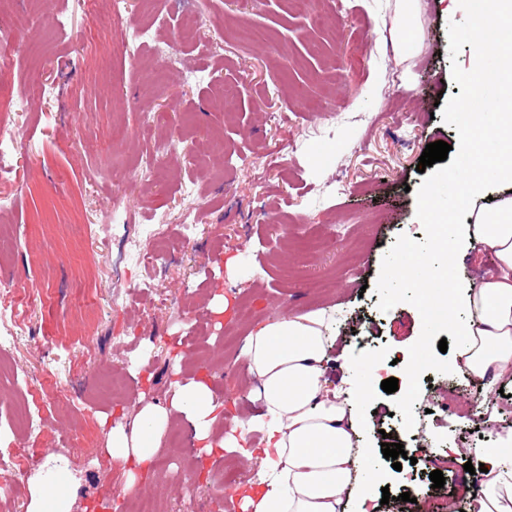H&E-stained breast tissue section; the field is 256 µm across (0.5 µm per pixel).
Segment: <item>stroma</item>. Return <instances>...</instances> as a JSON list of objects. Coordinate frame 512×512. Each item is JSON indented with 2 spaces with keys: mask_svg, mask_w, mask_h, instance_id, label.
<instances>
[{
  "mask_svg": "<svg viewBox=\"0 0 512 512\" xmlns=\"http://www.w3.org/2000/svg\"><path fill=\"white\" fill-rule=\"evenodd\" d=\"M416 2L415 43L400 55L387 38L403 26L398 0H314L309 14L291 0H123V28L154 25L153 43L131 56L122 37L91 29L104 0H0V53L16 62L0 84L38 75L48 87L28 111L0 116V137L18 143L0 157V181L16 194L0 212V235L14 242L0 252V284L19 287L24 321L0 348V442L28 460L25 482L84 427L89 444L70 456L72 512L122 507L125 479L102 453L114 426H131L144 404L168 405L176 380L202 376L224 411L217 432L231 430L252 409L246 337L279 315L323 309L330 377L347 360L367 370L372 354L380 379L398 380L358 409L356 447L388 441L408 454L398 471L384 460L392 499L374 512H413L398 500L405 492L423 512H467L479 477L464 465L488 443L489 413L512 416V386L491 394L452 369L450 326L426 329L412 285L389 270L407 248H430L419 215L428 188L442 184L456 218L481 207L456 151L416 166L427 144L455 142L465 109L483 113L500 94L473 93L465 79L479 59L469 0ZM189 14L198 25L185 36ZM169 55L178 66L164 67ZM147 157L146 176L133 164ZM117 204L137 223H162L163 259L147 242L140 263H123L129 230L109 223ZM189 211L198 222L185 242ZM95 224L105 233L89 236ZM217 296L227 302L219 315ZM409 353L421 365L412 379ZM117 365L126 386L110 392ZM435 383L452 388L447 405L406 424L401 402L424 409ZM41 388L51 437L32 448L18 410ZM171 427L179 447L161 440L160 464L142 475L159 512H241L223 501L224 467L242 492L256 487L258 460L202 456L186 422Z\"/></svg>",
  "mask_w": 512,
  "mask_h": 512,
  "instance_id": "obj_1",
  "label": "stroma"
}]
</instances>
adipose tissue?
Here are the masks:
<instances>
[{"label":"adipose tissue","instance_id":"adipose-tissue-1","mask_svg":"<svg viewBox=\"0 0 512 512\" xmlns=\"http://www.w3.org/2000/svg\"><path fill=\"white\" fill-rule=\"evenodd\" d=\"M457 149L469 162L465 185L483 194L488 182L512 184V113L492 112L462 125ZM421 216L433 227V252L449 253L447 266H433L419 251L395 264L417 283V303L440 299L452 318L458 349L455 369L485 379L488 387L512 383V196L500 195L476 211L471 223H457L452 210L432 190L421 201ZM488 256L491 268L463 292L451 291L460 252L458 243ZM467 321H457L458 311ZM330 317L326 310L291 313L266 323L247 337L241 355L252 385L253 412L246 428L264 434L258 458L259 489L246 492L242 512H343V497L355 489L358 512L378 495L382 473L371 449L353 447L354 404L372 393L371 378L346 365L331 381L325 365ZM186 418L201 452L219 448L244 452L246 436L219 434L211 387L202 380L176 384L168 406L144 404L132 429L115 427L105 454L125 477L127 492L140 491L139 470L152 463L160 439L175 418ZM487 446L472 449L486 472L471 497L472 512H512V429L495 430ZM28 512H72L73 480L68 458L42 465L33 481Z\"/></svg>","mask_w":512,"mask_h":512}]
</instances>
